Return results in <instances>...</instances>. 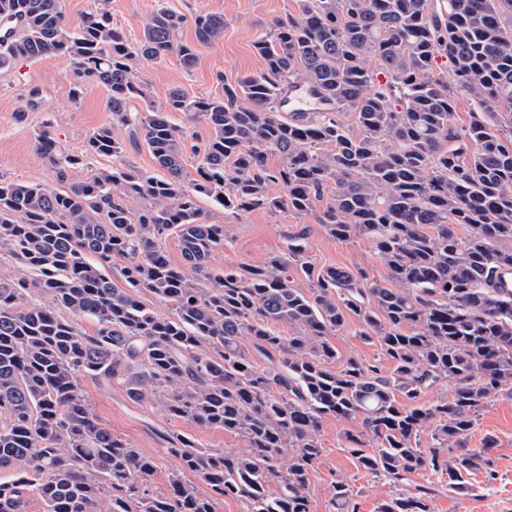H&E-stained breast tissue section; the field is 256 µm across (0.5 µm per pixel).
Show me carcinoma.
I'll return each mask as SVG.
<instances>
[{"instance_id":"cac0c4a2","label":"carcinoma","mask_w":512,"mask_h":512,"mask_svg":"<svg viewBox=\"0 0 512 512\" xmlns=\"http://www.w3.org/2000/svg\"><path fill=\"white\" fill-rule=\"evenodd\" d=\"M108 5L97 0L73 28L60 0H0V71L62 59L73 99L89 83L105 86L112 122L143 136L166 171L124 161L105 126L78 152L49 129L37 134L36 152L60 188L0 179V253L23 270L0 274V470L14 472L0 481V512H26L32 498L46 512H219L226 496L244 512H312L330 416L359 425L348 440L365 473L394 487L446 475L468 495L467 476L489 465L493 442L459 454L451 447L485 407L512 396V288L503 286L512 277V0H297L296 14L256 41L260 71L212 99L174 90L161 107L133 61L175 49L193 68L196 45L179 41L186 18L154 11L133 45ZM193 27L197 45L213 43L224 16L198 14ZM440 59L449 71L438 70ZM293 84L312 87L325 111L282 112ZM461 96L473 106L465 124L454 122ZM134 100L141 109L131 110ZM171 112L206 123V143L190 145ZM272 154L279 165L269 164ZM95 156L116 164L94 171ZM202 195L241 212H314L329 236L370 241L386 285L348 267H316L303 233L261 265L216 268L224 225L209 223ZM170 235L180 266L160 245ZM118 261L125 288L106 273ZM290 264L308 291L290 283ZM143 291L172 316L146 307ZM348 314L380 357L335 369L332 337ZM277 324L293 334L279 335ZM84 378L237 435L245 448L173 435L166 452L175 467L158 489L153 459L101 421ZM443 383L453 384L451 397L419 404ZM335 489L340 512H356L354 487ZM428 491L394 493L377 512H428Z\"/></svg>"}]
</instances>
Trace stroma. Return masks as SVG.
Masks as SVG:
<instances>
[{
	"label": "stroma",
	"instance_id": "1",
	"mask_svg": "<svg viewBox=\"0 0 512 512\" xmlns=\"http://www.w3.org/2000/svg\"><path fill=\"white\" fill-rule=\"evenodd\" d=\"M193 17L199 13H218L224 17V35L209 45L200 46L193 69H184L176 53L158 62H136L146 79L155 104H163L172 89L183 90L192 98L218 95L224 82L257 72L262 62L256 54L255 40L268 32L274 19L296 12V0H110L112 23L130 42H137L147 18L157 7ZM73 77L68 65L50 57L18 61L15 68L0 72V177L9 180L39 181L54 184L52 167L35 152L34 137L43 127L70 150L79 151L99 127L108 125L113 135L127 140L124 127L113 124L106 107L107 91L90 85L80 100H72ZM40 87L42 101L27 110L28 91ZM199 206L211 223L224 227V247L214 256L217 267L241 263L259 265L283 254L289 237L307 232L309 256L319 267L342 266L363 271L369 280L384 282L385 270L372 246L363 239L339 240L326 234L314 214L297 215L288 211L250 213L227 209L202 196ZM362 326L348 317L332 341L338 361L356 358L370 362L378 358L375 345L361 337ZM86 399L113 433L133 447L153 457L156 484H164L175 461L166 454L168 436L186 434L206 448H243L241 438L217 429L199 428L169 418L160 406L139 405L128 399L121 387H105L94 380L81 381ZM354 422L333 417L324 419L321 429V463L311 477L309 492L314 512H336L334 485L349 482L357 491V512H377L379 503L392 493L389 485L358 469L347 436L355 432ZM494 440L491 466L472 476L473 497L450 492L438 476L428 481L438 491L429 502L430 512H512V398L494 401L481 414L465 446L475 451L486 440Z\"/></svg>",
	"mask_w": 512,
	"mask_h": 512
}]
</instances>
